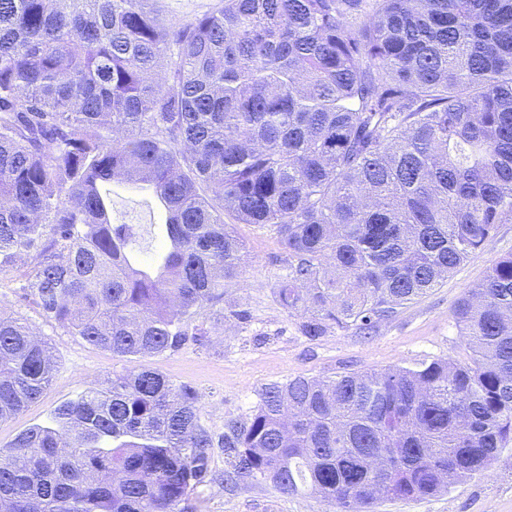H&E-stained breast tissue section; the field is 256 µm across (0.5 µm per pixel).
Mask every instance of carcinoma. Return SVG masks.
Here are the masks:
<instances>
[{
  "label": "carcinoma",
  "instance_id": "obj_1",
  "mask_svg": "<svg viewBox=\"0 0 512 512\" xmlns=\"http://www.w3.org/2000/svg\"><path fill=\"white\" fill-rule=\"evenodd\" d=\"M152 0H0V276L125 358L179 348L242 243L288 252L276 291L311 341L369 338L512 224V0H224L168 24ZM143 182L164 235L112 218ZM466 358L270 383L224 424L222 481L340 512L429 497L512 440V255L458 302ZM0 309V421L52 380ZM198 398L139 364L0 458V512H186L214 480Z\"/></svg>",
  "mask_w": 512,
  "mask_h": 512
}]
</instances>
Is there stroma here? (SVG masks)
<instances>
[{
    "mask_svg": "<svg viewBox=\"0 0 512 512\" xmlns=\"http://www.w3.org/2000/svg\"><path fill=\"white\" fill-rule=\"evenodd\" d=\"M111 198L113 213L125 223L140 225L149 247H157L164 209L152 192L116 184ZM235 231L246 245L240 274L225 288L221 307L194 318L208 329V338L144 359L145 365L197 393L200 423L217 439L224 434L225 420L246 416L261 389L273 382L410 366L432 357L462 358L465 351L453 309L500 257L512 254V224L499 225L481 250L441 285L382 322L371 338L352 328H335L311 341L301 335L297 317L289 315L276 297L287 252L269 228L239 224ZM34 264L33 257H25L13 272L0 276V308L22 319L48 343L53 378L37 403L0 422L1 451L21 431L48 425L61 404L105 388L131 367L130 360L45 321L24 287ZM238 311L244 312V319H235ZM188 505L192 512H337L335 504L320 497L289 496L268 481L201 485L191 492ZM374 512H512V442L487 469L463 482L424 499L379 501Z\"/></svg>",
    "mask_w": 512,
    "mask_h": 512,
    "instance_id": "obj_1",
    "label": "stroma"
}]
</instances>
